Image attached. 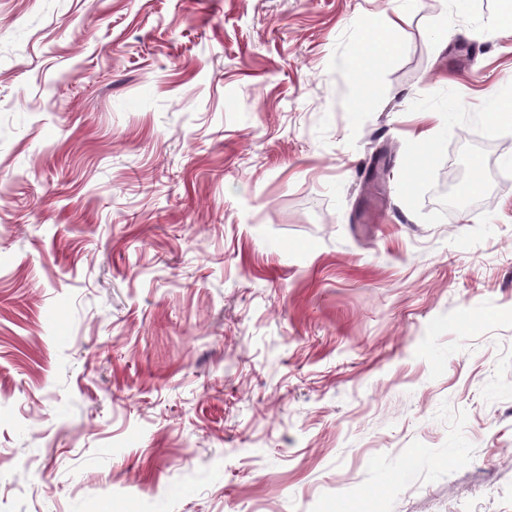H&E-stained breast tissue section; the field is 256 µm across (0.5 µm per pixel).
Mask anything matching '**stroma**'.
<instances>
[{"label": "stroma", "instance_id": "obj_1", "mask_svg": "<svg viewBox=\"0 0 512 512\" xmlns=\"http://www.w3.org/2000/svg\"><path fill=\"white\" fill-rule=\"evenodd\" d=\"M502 7L0 0V512H512ZM398 50V44L390 38L371 36L359 48L355 63L359 73V100L368 103L374 96L372 75L377 65L393 56Z\"/></svg>", "mask_w": 512, "mask_h": 512}]
</instances>
